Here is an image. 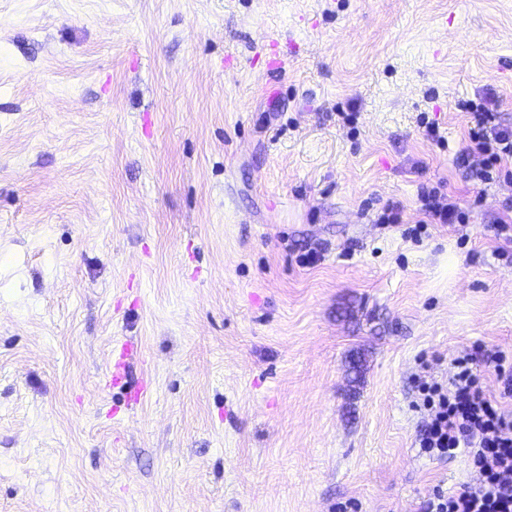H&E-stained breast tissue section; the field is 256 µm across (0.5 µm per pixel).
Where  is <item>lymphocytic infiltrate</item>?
Wrapping results in <instances>:
<instances>
[{
  "mask_svg": "<svg viewBox=\"0 0 512 512\" xmlns=\"http://www.w3.org/2000/svg\"><path fill=\"white\" fill-rule=\"evenodd\" d=\"M462 109L473 112L474 125L468 132L466 155L483 158L472 169L470 179L475 202L483 200V185L494 177H512V127L495 121L490 105ZM418 212L426 224H462L468 214L456 198L440 188L422 189ZM484 362L499 383L490 392L485 377L475 367ZM454 372L447 383L421 381L419 384L426 420L418 435L422 454L429 458L451 459L464 453L478 475L476 485L436 489L424 500L420 512H512V356L495 346H477L474 354L453 361Z\"/></svg>",
  "mask_w": 512,
  "mask_h": 512,
  "instance_id": "obj_1",
  "label": "lymphocytic infiltrate"
}]
</instances>
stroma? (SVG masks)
<instances>
[{"instance_id":"35a3bbf8","label":"stroma","mask_w":512,"mask_h":512,"mask_svg":"<svg viewBox=\"0 0 512 512\" xmlns=\"http://www.w3.org/2000/svg\"><path fill=\"white\" fill-rule=\"evenodd\" d=\"M490 93L512 126V0H0V512L476 484L420 453L418 381L512 353V181L403 230L421 186L470 199Z\"/></svg>"}]
</instances>
